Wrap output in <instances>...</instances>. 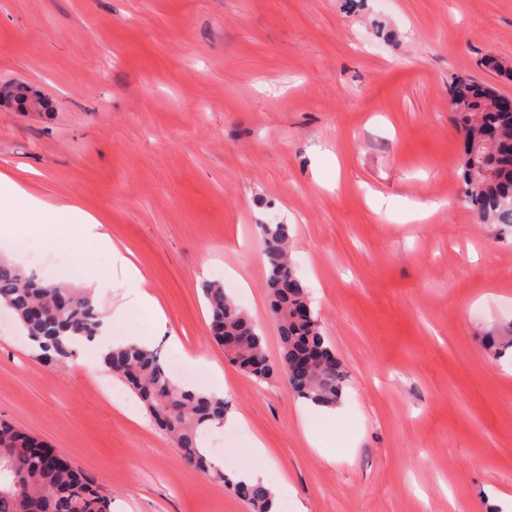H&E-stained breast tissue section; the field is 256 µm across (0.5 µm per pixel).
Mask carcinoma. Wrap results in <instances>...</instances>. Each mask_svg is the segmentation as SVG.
Wrapping results in <instances>:
<instances>
[{
	"instance_id": "obj_1",
	"label": "carcinoma",
	"mask_w": 512,
	"mask_h": 512,
	"mask_svg": "<svg viewBox=\"0 0 512 512\" xmlns=\"http://www.w3.org/2000/svg\"><path fill=\"white\" fill-rule=\"evenodd\" d=\"M452 119L464 136L460 180L464 201L486 224L512 229V112H498L495 88L467 79L448 91ZM501 132L483 141L485 126ZM261 248L268 269L265 288L278 325L281 356L272 364L257 325L218 282L204 285L213 339L241 371L265 382L279 377L297 397L334 407L342 398L343 363L321 331L310 293L288 254L286 224H262ZM0 307L9 309L29 340L51 360L71 358L78 344L92 341L102 315L81 289L42 284L0 259ZM106 369L128 386L169 433L185 459L228 486L248 512H270L273 495L261 483L232 481L207 460L200 437L224 422V398L176 381L158 352L128 344L103 356ZM34 437L0 420V512H110V499L93 482L62 462L53 468L31 453Z\"/></svg>"
}]
</instances>
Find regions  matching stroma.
<instances>
[{
  "mask_svg": "<svg viewBox=\"0 0 512 512\" xmlns=\"http://www.w3.org/2000/svg\"><path fill=\"white\" fill-rule=\"evenodd\" d=\"M512 0H0V84L49 99L0 107V172L44 202H72L128 248L145 280L66 247L33 266L13 220L0 256L47 284L83 287L110 334L148 285L178 345L224 375L242 424L211 427L227 475L263 465L288 481L278 512H472L512 494V358L486 331L512 327V235L462 198L463 140L448 112L458 77L512 95ZM445 202L424 220L411 203ZM286 224L291 259L347 374L343 410L306 412L281 381L256 382L211 337L201 286L225 291L280 339L260 225ZM0 418L90 477L112 512H247L190 466L91 344L47 361L0 325ZM327 432V462L306 431ZM268 456L256 458L253 439Z\"/></svg>",
  "mask_w": 512,
  "mask_h": 512,
  "instance_id": "stroma-1",
  "label": "stroma"
}]
</instances>
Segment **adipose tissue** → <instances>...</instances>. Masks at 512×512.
<instances>
[{
    "instance_id": "1",
    "label": "adipose tissue",
    "mask_w": 512,
    "mask_h": 512,
    "mask_svg": "<svg viewBox=\"0 0 512 512\" xmlns=\"http://www.w3.org/2000/svg\"><path fill=\"white\" fill-rule=\"evenodd\" d=\"M26 212L45 224L50 247L77 246L79 254L106 252L113 267L124 277L141 278L142 272L129 251L115 245L98 219L86 214L77 205H51L31 195L22 185L0 173V214L9 216Z\"/></svg>"
}]
</instances>
